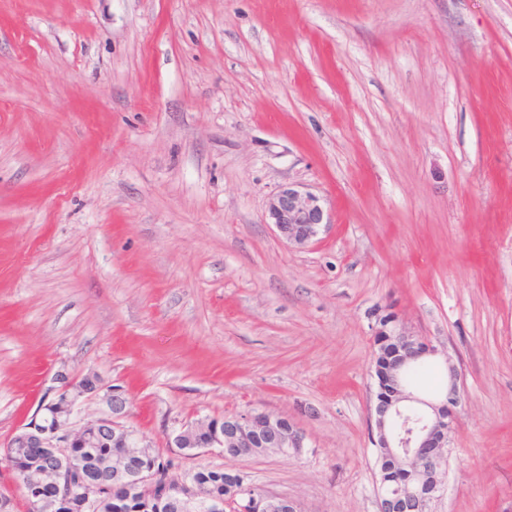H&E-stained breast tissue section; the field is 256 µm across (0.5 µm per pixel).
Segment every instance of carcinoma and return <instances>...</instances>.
Segmentation results:
<instances>
[{"mask_svg": "<svg viewBox=\"0 0 512 512\" xmlns=\"http://www.w3.org/2000/svg\"><path fill=\"white\" fill-rule=\"evenodd\" d=\"M374 377L378 385L393 389L384 374L386 358L381 349H375L373 359ZM426 363L410 368L400 381V385L410 390L428 372ZM70 461L66 469H59L49 449L34 442L20 451L8 448L0 457V467L12 473L23 482L24 506L26 512H42L38 502H51L57 498L66 501V506L57 512H144L142 497L148 491L135 492L127 475L141 471H150L156 476L158 486L155 493H160L165 484L179 486L181 507L170 512H212L208 502L212 498L229 495L232 489L246 486L245 495L253 500L262 495L250 481H241L238 474L209 465L195 470L182 469V460L188 454H176L168 451L165 455L147 453L140 448L128 447L120 442L114 443L108 437L97 438L88 443L78 442L70 448ZM378 463L390 468L392 474L401 480L413 473H425L429 481L437 478L438 473L427 472L420 464H405L392 458H385L384 451L378 450ZM85 479L96 487L97 498L94 508L84 505V487L78 480Z\"/></svg>", "mask_w": 512, "mask_h": 512, "instance_id": "carcinoma-1", "label": "carcinoma"}]
</instances>
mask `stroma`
<instances>
[{
	"instance_id": "stroma-1",
	"label": "stroma",
	"mask_w": 512,
	"mask_h": 512,
	"mask_svg": "<svg viewBox=\"0 0 512 512\" xmlns=\"http://www.w3.org/2000/svg\"><path fill=\"white\" fill-rule=\"evenodd\" d=\"M296 184L331 222H266ZM461 373L434 512H512V0H0V449L59 366L151 448L268 412L301 455H217L302 512H378L375 308ZM267 216L278 236L296 248L307 246L317 237L322 225L330 224L320 198L294 185L281 188L270 198Z\"/></svg>"
}]
</instances>
